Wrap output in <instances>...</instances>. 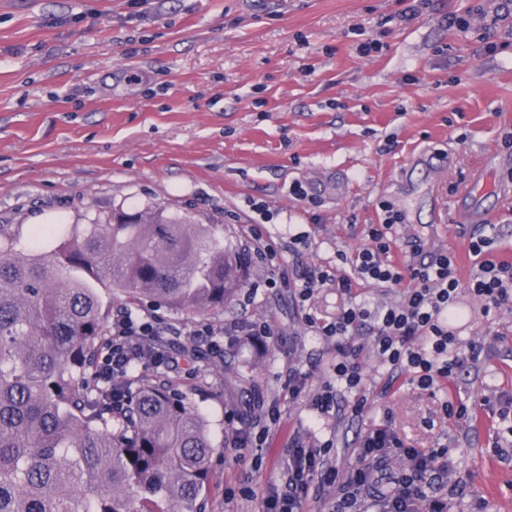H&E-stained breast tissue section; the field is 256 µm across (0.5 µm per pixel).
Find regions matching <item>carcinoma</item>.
<instances>
[{
	"instance_id": "cac0c4a2",
	"label": "carcinoma",
	"mask_w": 512,
	"mask_h": 512,
	"mask_svg": "<svg viewBox=\"0 0 512 512\" xmlns=\"http://www.w3.org/2000/svg\"><path fill=\"white\" fill-rule=\"evenodd\" d=\"M0 224V512H207L202 388L134 369L98 379L112 339L100 290L130 305L202 315L241 287L242 258L166 206L123 208L89 224ZM186 355L171 336L146 352Z\"/></svg>"
}]
</instances>
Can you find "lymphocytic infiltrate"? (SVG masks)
<instances>
[{"mask_svg": "<svg viewBox=\"0 0 512 512\" xmlns=\"http://www.w3.org/2000/svg\"><path fill=\"white\" fill-rule=\"evenodd\" d=\"M403 221L400 211L383 205L380 223L368 229V244L354 256L342 257L349 271L339 276L321 266L284 261L280 248L263 238L255 225L242 229L246 253L267 265L269 287L289 289L306 325L335 343L330 378L311 400L320 415H329L343 393L356 397L353 415H361L368 403L360 350L353 343L356 335H369L382 366L431 392L453 379L464 363L480 360L476 348L461 355L457 336L448 326V311L456 305L460 288L480 300L484 312L512 308V262L498 260L492 252L495 225H485L483 233L471 239L473 267L463 283L452 255L425 250L418 236L401 240L398 228ZM368 285L397 291L399 299L371 312L357 301L361 288ZM321 288L336 289L344 298L329 321L310 312L311 300ZM156 333L152 316L123 311L113 317V377L122 376L124 366ZM328 453V444L309 446L294 440L288 450L287 481L267 483L255 497L256 512H303L316 477L335 490L324 501L325 512H448L447 498L431 492L434 482L444 481L454 469L447 446H405L385 424L356 434L355 461L346 470L329 463Z\"/></svg>", "mask_w": 512, "mask_h": 512, "instance_id": "obj_1", "label": "lymphocytic infiltrate"}]
</instances>
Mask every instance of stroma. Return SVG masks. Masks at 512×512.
<instances>
[{"mask_svg":"<svg viewBox=\"0 0 512 512\" xmlns=\"http://www.w3.org/2000/svg\"><path fill=\"white\" fill-rule=\"evenodd\" d=\"M503 0H0V224H87L117 207L155 204L223 226L308 246L297 264L338 267L378 223L381 201L405 206L402 236L456 258L467 281L470 237L497 227L495 254L512 260V13L497 31L484 12ZM463 17L468 29L449 26ZM447 156L446 167L421 154ZM494 183L479 221L456 220L475 176ZM301 183L306 195L292 194ZM262 202L266 211L254 210ZM454 328L463 352L481 351L437 394L394 379L353 420L348 405L316 427L310 400L329 380L331 341L304 325L291 294L267 285L258 260L223 308L194 317L158 310L163 329L206 353L210 512H253L252 493L288 470L294 438L332 441L337 467L353 463L358 429L388 423L418 448L447 445L463 496L512 512V459L493 448L503 425L484 397L512 394V310L485 316L460 292ZM275 322L274 338L225 335L235 321ZM213 328L215 337L205 336ZM247 363L246 381L231 376ZM308 373L288 397V374ZM467 401L468 419L443 401ZM278 402L259 446L225 449L235 418Z\"/></svg>","mask_w":512,"mask_h":512,"instance_id":"35a3bbf8","label":"stroma"}]
</instances>
